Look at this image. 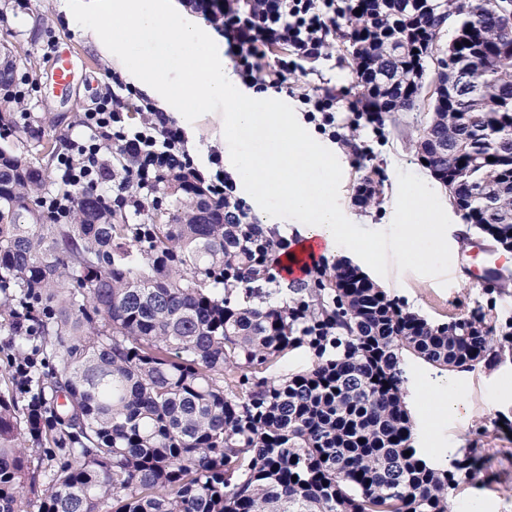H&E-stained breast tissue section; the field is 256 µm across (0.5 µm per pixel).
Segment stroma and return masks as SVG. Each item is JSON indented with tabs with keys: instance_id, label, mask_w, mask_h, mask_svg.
Masks as SVG:
<instances>
[{
	"instance_id": "stroma-1",
	"label": "stroma",
	"mask_w": 512,
	"mask_h": 512,
	"mask_svg": "<svg viewBox=\"0 0 512 512\" xmlns=\"http://www.w3.org/2000/svg\"><path fill=\"white\" fill-rule=\"evenodd\" d=\"M331 58L318 66L299 67L289 83L297 89L332 91L341 102L358 97L353 82L350 57L336 35H329ZM0 44L15 50L21 58L18 72L28 74L39 87L36 95L21 104L20 114L9 125L0 126V144L10 143L28 159L43 160L41 146L54 140L58 153L69 149L68 138L79 129L84 112L112 92L114 67L98 51L94 41L73 28L56 0H0ZM70 47L76 54L79 75L68 91L54 90L46 74L59 48ZM421 112H397L379 119V132L368 128L345 127L331 143L342 167L339 202L344 215L354 224L385 230L392 223L398 170L414 173L429 182L451 220L446 237L453 264L446 280L401 272L390 268L377 284L389 297L434 323L451 321L462 312L492 311L499 323H512V289H501L498 280L472 285L461 260L465 250L485 237L465 224L449 204L447 190L436 181L418 159L415 140L424 122ZM44 161V160H43ZM373 174L375 200L358 203L357 189L366 174ZM406 371L411 393L408 399L415 428V445L435 457L447 451L449 457L464 449H477L484 463L483 481L459 485L450 496L453 512H512V437L485 434L491 418L502 414L512 419V363L494 371L464 372L455 378L414 357H407ZM450 380L458 395L467 399L472 415L462 420L453 415H434L426 396L429 381Z\"/></svg>"
}]
</instances>
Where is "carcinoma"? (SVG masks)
I'll return each instance as SVG.
<instances>
[{
    "label": "carcinoma",
    "mask_w": 512,
    "mask_h": 512,
    "mask_svg": "<svg viewBox=\"0 0 512 512\" xmlns=\"http://www.w3.org/2000/svg\"><path fill=\"white\" fill-rule=\"evenodd\" d=\"M507 8L352 0L334 23L351 44L355 87L380 114L413 110L427 50L445 36L463 58L499 55L491 71L461 70L452 97L429 100L416 149L445 179L470 171L454 190L465 223L506 238ZM473 182L498 188L491 203L472 195ZM166 184L180 205L151 224H127L81 190L58 219L43 206L54 196L46 170L0 145V329L12 379H43L53 402L49 414L22 409L0 390V512L33 501L37 512H449L481 457L468 448L448 466L415 447L404 358L491 370L512 358V331L481 310L434 324L339 260L315 287L267 302L276 232L224 223V206L183 175ZM22 312L38 317L32 348L16 328ZM301 348L307 368L268 376Z\"/></svg>",
    "instance_id": "obj_1"
}]
</instances>
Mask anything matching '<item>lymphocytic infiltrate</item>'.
I'll return each mask as SVG.
<instances>
[{
	"instance_id": "lymphocytic-infiltrate-1",
	"label": "lymphocytic infiltrate",
	"mask_w": 512,
	"mask_h": 512,
	"mask_svg": "<svg viewBox=\"0 0 512 512\" xmlns=\"http://www.w3.org/2000/svg\"><path fill=\"white\" fill-rule=\"evenodd\" d=\"M196 11L222 22L225 52L234 62L240 81L259 97L283 94L295 97L308 121L320 132L335 133L341 109L335 93L295 92L288 76L299 63L328 59L327 36L336 19L338 0H191ZM273 63H266L267 54ZM118 92L96 102L85 112L80 130L61 157V182L85 191H103L109 181L101 160L105 147L122 157L121 190L117 204H129L141 213L150 201L162 175L180 173L196 176L194 161L181 130L166 113L151 111L138 125L129 124L135 90L118 82ZM216 170L204 187L210 197L223 203L239 224L252 217L236 198V184L220 169L219 156H212Z\"/></svg>"
}]
</instances>
